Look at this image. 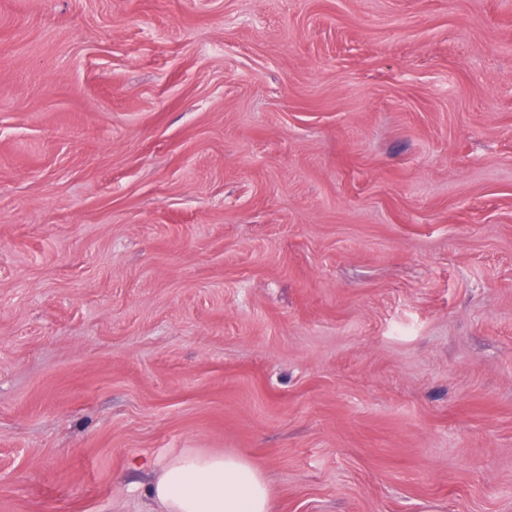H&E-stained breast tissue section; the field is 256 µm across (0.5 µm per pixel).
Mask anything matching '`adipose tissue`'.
Returning a JSON list of instances; mask_svg holds the SVG:
<instances>
[{"mask_svg":"<svg viewBox=\"0 0 512 512\" xmlns=\"http://www.w3.org/2000/svg\"><path fill=\"white\" fill-rule=\"evenodd\" d=\"M151 497L163 512H271L272 493L260 470L232 454L186 452L156 472Z\"/></svg>","mask_w":512,"mask_h":512,"instance_id":"ef3b65f1","label":"adipose tissue"}]
</instances>
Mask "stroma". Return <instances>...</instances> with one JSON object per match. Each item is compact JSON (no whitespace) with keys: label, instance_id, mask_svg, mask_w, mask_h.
Instances as JSON below:
<instances>
[{"label":"stroma","instance_id":"1","mask_svg":"<svg viewBox=\"0 0 512 512\" xmlns=\"http://www.w3.org/2000/svg\"><path fill=\"white\" fill-rule=\"evenodd\" d=\"M512 512V0H0V512ZM162 512H271L260 470L232 454L182 453L156 472L149 487Z\"/></svg>","mask_w":512,"mask_h":512}]
</instances>
